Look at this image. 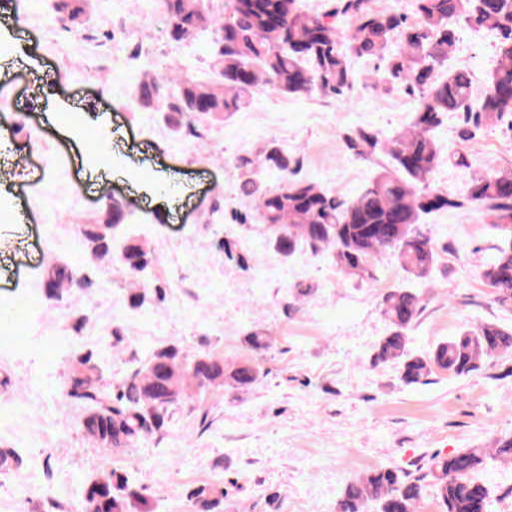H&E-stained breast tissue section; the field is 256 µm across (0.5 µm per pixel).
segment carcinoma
I'll use <instances>...</instances> for the list:
<instances>
[{"instance_id":"1","label":"carcinoma","mask_w":512,"mask_h":512,"mask_svg":"<svg viewBox=\"0 0 512 512\" xmlns=\"http://www.w3.org/2000/svg\"><path fill=\"white\" fill-rule=\"evenodd\" d=\"M88 2L57 0L56 11L79 23ZM160 4L172 38L215 33L219 78L200 83L153 76L139 85L140 100L148 108L222 119L248 108L257 88L294 96L341 95L352 88V59L369 57L380 60L367 76L369 89L380 94L405 90L416 96L412 129L385 136L361 129L347 136L354 155L364 157L380 149L388 157L353 197L298 178L274 188L245 180L244 194L253 198L259 221L275 232L281 251L327 247L339 271L365 281L375 279L374 260L391 254L405 273L424 278L439 257L437 244L421 230L426 216L472 204L482 207L496 228L512 225V169L473 177L460 200L433 184L443 157L433 131L447 113L464 114L463 141L472 139V129L494 126L512 113L507 107L512 100V0H413L411 21L394 10L373 8L370 0H334L323 13L305 10L300 0H227L221 18L206 8L205 0ZM342 21L349 23L348 29L341 28ZM460 24L488 29L498 39V66L477 97L468 72L444 71ZM264 161L280 173L290 171L288 154L273 141L264 149ZM106 211L109 222L81 228L88 248L100 256L111 254L112 228L122 207L112 203ZM121 261L133 278L149 264L147 252L137 245L126 246ZM70 275L68 267L53 266L47 283L56 289ZM479 275L498 304L512 307V245L498 248L483 262ZM421 308L417 294L407 288H393L383 297V314L393 330L376 347L373 363L400 364L408 385L424 383L435 369L468 376L484 360L512 352V332L483 323L462 329L424 355L414 354L407 330ZM200 372L209 383L235 388H246L257 379L251 364H228L212 354L189 364L181 349L170 345L156 350L142 369L112 390L103 384L93 357L78 356L71 362L65 387L86 408L85 430L106 449L125 448L167 424L176 402ZM487 458L484 448L431 456L429 474L441 512H488L491 491L478 477ZM421 492L418 482L398 470L379 467L346 484L337 512H365L369 504L376 505L377 512H414ZM86 495L95 499L96 512H129L139 497L115 474L89 484Z\"/></svg>"}]
</instances>
